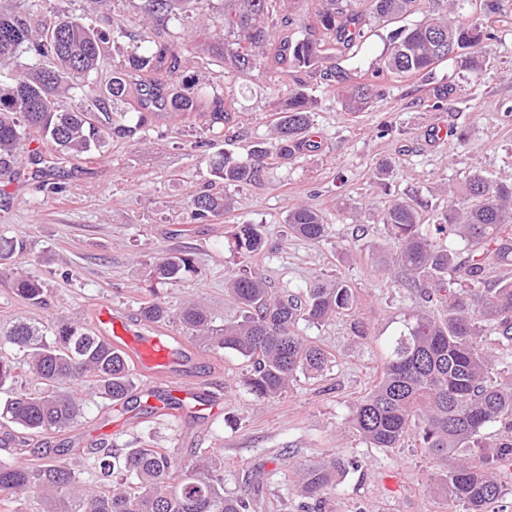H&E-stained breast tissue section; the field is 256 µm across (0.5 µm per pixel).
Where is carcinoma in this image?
<instances>
[{
	"mask_svg": "<svg viewBox=\"0 0 512 512\" xmlns=\"http://www.w3.org/2000/svg\"><path fill=\"white\" fill-rule=\"evenodd\" d=\"M207 0H144L146 16L155 22L171 20L189 5L204 9ZM453 0H365L367 10L350 9L342 0H322L311 27L317 37L292 40L276 36L274 13L278 0H224V59L247 76L266 64L285 65L311 74L340 45L352 48L365 37L367 18L390 24L425 8L427 20L392 31L391 51L348 96V105L362 108L381 93L387 79L425 76L448 57L461 58L474 73L482 69L497 35L474 15L455 19ZM107 43L106 34L84 19L59 18L31 38L27 16L0 13V67L13 62L24 46L45 63L22 77L0 78V177L15 173L14 164L26 149V130L39 133L53 159L65 160L102 152L109 140L132 139L148 122L150 108L177 114L196 113L209 130L233 127L235 97L210 94L204 88H182L179 80L184 53L166 46L133 50L124 68L112 74L102 94L83 91L90 105H66L73 79L97 67ZM139 78L144 97L136 122L124 112L96 110L107 102L117 106L128 92L127 77ZM316 100L304 90L277 95L273 134L278 159L286 161L304 143ZM256 143L246 159L218 151L205 157L214 176L237 188L263 179L273 153ZM192 218L203 220L234 209L232 198L198 193L190 197ZM382 224L394 241L386 269L396 270L402 288L421 290L425 301L448 292V316L438 320L425 310L408 318L392 338L381 377L354 405L350 425L372 448H398L416 430L420 447L438 460H452L438 477L437 493L462 512H489L502 497L501 468L512 462V381L501 371L512 351V277L488 279L493 268H512V179L490 180L471 174L447 208L437 216L436 232L466 242L453 252L423 233L419 209L395 200L382 211ZM291 234L320 242L328 237L323 215L305 205L288 210ZM225 244L242 258L263 249L262 224H231ZM23 241L0 235V265L23 250ZM198 274L195 258L183 251L168 252L153 263L150 278L175 285ZM228 291L243 308L242 320L213 325L206 307L187 302L171 310L156 288L140 307L148 324L176 323L191 337L213 349H223L248 363L243 385L258 400L285 393L298 376H317L331 363L328 353L299 335L301 322L322 325L353 308L354 289L338 280L331 288L315 285L302 292L271 295L265 280L241 267L227 281ZM14 292L33 306L44 302L40 280L15 272ZM91 381L103 398L120 401L134 387L128 356L109 338L80 320L49 326L17 318L0 326V394L5 396L0 417L20 430L18 446L25 447L53 432L74 425L83 413L75 389ZM504 422L487 441L489 425ZM91 479L61 454L43 455L29 466L17 455L0 456V512H254L249 495L224 496V456L220 451L187 458L181 448H90ZM348 463L339 456L301 469V495L319 504L334 488Z\"/></svg>",
	"mask_w": 512,
	"mask_h": 512,
	"instance_id": "carcinoma-1",
	"label": "carcinoma"
}]
</instances>
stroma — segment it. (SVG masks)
<instances>
[{
	"label": "stroma",
	"instance_id": "obj_1",
	"mask_svg": "<svg viewBox=\"0 0 512 512\" xmlns=\"http://www.w3.org/2000/svg\"><path fill=\"white\" fill-rule=\"evenodd\" d=\"M498 4L499 11L484 16L498 39L481 80L450 59L430 75L387 82L373 107L356 112L343 91L388 52L392 28L382 22L371 21L358 48L331 53L327 64L335 80L286 67L238 79L224 62V0H208L204 19L164 25L143 22V0H112L105 9L92 0H0V11L26 14L36 25L81 17L108 33L89 77L94 85L107 84L133 46L184 44L189 50L184 79L209 83L212 92L227 91L237 100L236 140L228 143L222 134L206 132L196 116L166 114L143 127L138 140L110 141L101 154L68 160L49 172L46 180L65 183L62 196L43 189L29 158L21 157L16 176L0 180V234L25 243L12 269H0L1 324L18 318L88 323L102 304L139 324L146 265L170 250L190 252L200 275L160 286L162 298L174 308L200 302L219 325L242 316L226 280L244 265L274 293L317 283L329 288L339 279L356 291L349 314L321 326H299L301 335L331 355L323 376L300 377L279 398L259 402L242 384V358L211 350L178 326H163L159 335L181 338L197 389L185 393L176 385L148 384L136 366L128 400H105L86 384L79 391L83 417L70 430L42 440L41 452L106 441L120 448H217L224 456L225 494L251 492L250 478L259 476V512H305L296 471L340 452L355 465L326 495L322 512H455L432 490L443 464L425 454L415 437L389 450L370 448L353 434L349 419L353 404L379 379L391 337L422 304L415 290L396 286L382 273L383 256L393 243L381 211L397 198L416 200L423 229L430 233L434 215L470 174L491 179L512 174V0ZM300 80L319 101L306 134L311 148L288 164L270 165L260 183L241 191L212 175L201 143L243 158L253 141H272L274 94ZM440 88L448 97L437 109L434 93ZM438 125L454 131V138L434 140ZM203 191L234 197V212L192 220L189 197ZM298 204L326 216V240L290 233L288 211ZM237 223L264 225L261 252L243 259L225 248L226 227ZM16 268L44 282L45 306L15 295Z\"/></svg>",
	"mask_w": 512,
	"mask_h": 512
}]
</instances>
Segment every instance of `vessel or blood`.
Listing matches in <instances>:
<instances>
[{"instance_id": "obj_1", "label": "vessel or blood", "mask_w": 512, "mask_h": 512, "mask_svg": "<svg viewBox=\"0 0 512 512\" xmlns=\"http://www.w3.org/2000/svg\"><path fill=\"white\" fill-rule=\"evenodd\" d=\"M93 323L98 334L109 337L114 346L136 360L141 372L150 381L175 382L180 363L168 338L131 328L108 305L97 308Z\"/></svg>"}]
</instances>
